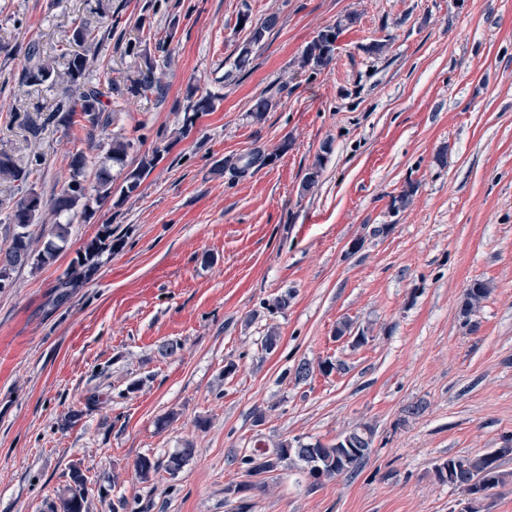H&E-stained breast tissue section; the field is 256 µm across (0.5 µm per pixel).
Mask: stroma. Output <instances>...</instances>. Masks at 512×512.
<instances>
[{"label": "stroma", "instance_id": "35a3bbf8", "mask_svg": "<svg viewBox=\"0 0 512 512\" xmlns=\"http://www.w3.org/2000/svg\"><path fill=\"white\" fill-rule=\"evenodd\" d=\"M97 4L0 0V148L40 160L28 183H0V249L15 204L31 187L51 201L74 157L90 184L112 138L133 141L109 166L117 185L155 158L138 192L73 216L65 249L0 290V512H48L74 464L90 512H235L243 499L250 512H453L462 494L435 464L512 445V0H112L109 18ZM244 13L273 27L241 72ZM349 14L332 61L301 68ZM79 18L98 27L89 80L109 122L32 136V106L66 85L24 83V51L59 52ZM144 77L150 88L130 92ZM269 94L275 108L255 121ZM204 96L212 110L181 135ZM256 149L272 162L225 173ZM106 224L120 246L55 303ZM475 280L489 294L466 320ZM342 320L363 345L336 339ZM304 362L314 371L296 379ZM414 404L424 412L408 415ZM359 425L375 431L367 464L319 486L242 463ZM188 446L177 474L137 477L139 457Z\"/></svg>", "mask_w": 512, "mask_h": 512}]
</instances>
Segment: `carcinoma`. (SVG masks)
Returning a JSON list of instances; mask_svg holds the SVG:
<instances>
[{
    "label": "carcinoma",
    "mask_w": 512,
    "mask_h": 512,
    "mask_svg": "<svg viewBox=\"0 0 512 512\" xmlns=\"http://www.w3.org/2000/svg\"><path fill=\"white\" fill-rule=\"evenodd\" d=\"M270 21L250 27L249 37L241 47L236 69L242 72L250 61L252 47L259 44L268 29ZM72 41L75 49L64 54L66 63L64 69L58 67V57L46 53L39 44L32 43L25 53L23 78L32 85H55L63 80L69 84V90L76 93L58 102L41 124L33 123L30 131L38 135L46 126L70 127L82 120L93 129L104 126L108 118L96 88L86 81L89 64V53L96 49V27L83 21L74 27ZM335 47L322 36L309 43L303 54L301 66L313 72L326 66L332 59ZM210 108V101L201 98L190 106L191 114L185 117L182 133L186 134L193 127L198 114ZM133 143L129 140L114 138L107 152V157L122 166ZM154 158L145 157L140 167L128 172L119 191L129 197L138 190L143 173L152 167ZM270 162V156L259 151H253L225 163V171L233 178L242 177L252 169H258ZM84 157L78 156L73 163L71 180L62 188L57 197L53 198L50 206L57 215L79 211L87 215L94 211V206L101 205L112 196V176L108 171H101L94 185L88 187L81 180ZM30 164L22 162L12 152L0 150V180L23 184L30 176ZM42 207L41 196L33 189L13 208L8 220L13 224L10 244L4 254L0 255V288L11 284L12 272L24 266L41 267L53 260L57 252L67 243L68 227L55 223L47 233V241L42 251L36 253L31 249L28 227L34 223ZM112 227L103 225L100 233L83 246L69 271L59 279L57 288L67 294L74 292L88 282L98 271L101 256L112 250ZM488 294L486 283L476 280L465 289L462 304V314L469 317L477 311ZM374 442V429L369 426H357L338 438L336 442L325 445L320 441L303 443L299 440H283L271 452L245 456L242 464L247 471L254 474L269 473L280 468L302 464V469L318 484L325 479L351 474L358 471L369 459ZM192 449L184 448L179 453L171 455L165 461H155L147 456L139 458L135 463V472L143 482L151 480L160 470L171 475L178 473L191 456ZM512 455V446L495 448L481 454L450 456L435 465L434 474L438 482L447 484L464 492L466 501L464 512H479V505L487 498L489 492L512 483V472L502 469L501 460ZM87 476L74 465L70 468V481L65 490L70 492L66 501L53 502L50 512H87L86 497Z\"/></svg>",
    "instance_id": "obj_1"
}]
</instances>
